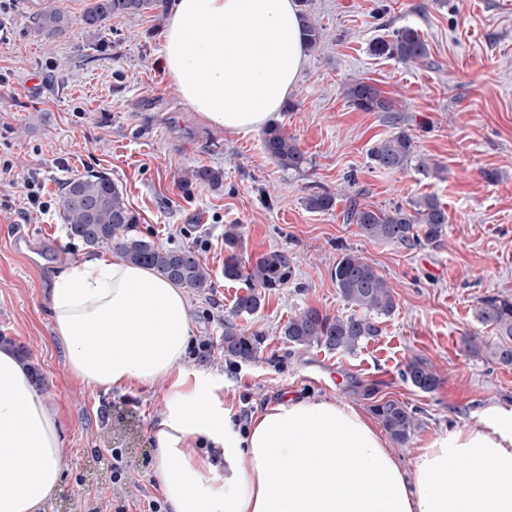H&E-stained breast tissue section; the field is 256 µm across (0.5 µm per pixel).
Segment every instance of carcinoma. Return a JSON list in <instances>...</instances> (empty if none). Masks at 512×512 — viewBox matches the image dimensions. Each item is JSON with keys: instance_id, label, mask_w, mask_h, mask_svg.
Here are the masks:
<instances>
[{"instance_id": "obj_1", "label": "carcinoma", "mask_w": 512, "mask_h": 512, "mask_svg": "<svg viewBox=\"0 0 512 512\" xmlns=\"http://www.w3.org/2000/svg\"><path fill=\"white\" fill-rule=\"evenodd\" d=\"M158 2L94 0L81 15L80 23L91 31L99 30L114 18L147 13L155 9ZM31 22L48 40L56 39L73 24L70 15L51 5L34 12ZM303 29L307 47L314 48L321 43L323 28L308 16L304 17ZM370 51L378 57L415 62L427 55V46L417 30L402 28L386 39L375 40ZM346 97L360 111L384 112L388 119L397 121L394 102L370 83L349 84ZM262 147L285 171L299 175L309 164L294 138L278 125L264 129ZM371 159L384 169L411 168L425 175L433 170L424 159L415 157L412 138L404 130L373 147ZM335 205L336 196L328 192H315L305 198V206L312 212H328ZM59 209L69 236L79 238L85 245L91 248L107 245L125 260L148 266L185 289L203 291L211 287L209 269L194 249L165 248L133 233L137 215L108 174L90 170L68 179L61 188ZM348 220L369 240L403 245L437 244L448 223V215L438 200L425 196L411 201L407 207L397 204L389 209H371L354 202L348 211ZM241 237L237 224H230L224 230V279L248 283L246 293L236 298L230 315L224 319V355L235 362H250L259 353L263 337L246 335L236 319L256 313L265 300V291L290 281L293 258L285 250H272L248 265L238 252ZM332 278L341 298L355 311L345 317H331L317 308H306L290 317L281 328L289 344L302 349L320 346L332 351L354 352L363 340L377 335L378 319L396 310L395 296L387 280L361 255L343 254L336 262ZM477 318L494 326L501 338L497 345L490 347L491 358L511 365L512 300L500 297L482 300ZM403 376L422 392H432L440 384L437 369L418 358L407 362ZM372 411L399 445L407 444L420 427L417 411L398 400H380L372 406Z\"/></svg>"}]
</instances>
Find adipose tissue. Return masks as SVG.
<instances>
[{"label": "adipose tissue", "mask_w": 512, "mask_h": 512, "mask_svg": "<svg viewBox=\"0 0 512 512\" xmlns=\"http://www.w3.org/2000/svg\"><path fill=\"white\" fill-rule=\"evenodd\" d=\"M174 93L236 135L275 124L306 63L295 0H173L162 36ZM52 332L82 384L166 386L151 433L169 512H512V410L492 404L403 461L344 396L287 399L248 428L185 368L183 288L92 254L49 289ZM221 451L223 468L199 454ZM67 467L57 414L10 347L0 348V512H42Z\"/></svg>", "instance_id": "obj_1"}]
</instances>
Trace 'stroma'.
Returning a JSON list of instances; mask_svg holds the SVG:
<instances>
[{
  "instance_id": "35a3bbf8",
  "label": "stroma",
  "mask_w": 512,
  "mask_h": 512,
  "mask_svg": "<svg viewBox=\"0 0 512 512\" xmlns=\"http://www.w3.org/2000/svg\"><path fill=\"white\" fill-rule=\"evenodd\" d=\"M53 2L76 23L52 43L35 36L29 0H11L0 15V155L14 162L11 174L0 175V336L26 351L58 413L68 459L43 512H146L149 500L163 498L150 438L162 388L81 384L52 332L51 277L90 252L68 235L57 195L63 182L92 169L122 188L139 218L136 234L194 248L208 267L212 288L189 294L188 364L219 389L234 416L287 398L341 393L366 413L394 399L420 420L398 449L408 459L448 429L475 423L489 404L512 410V365L465 346L469 336L498 343L476 310L485 298L512 297V0H296L326 30L307 52L279 121L309 160L300 176L264 153L261 133L217 130L170 90L160 58L166 8L114 19L93 34L77 23L90 0ZM404 27L420 33L426 58L371 55L374 40ZM354 81L391 98L399 124L353 108L345 88ZM401 128L440 175L372 163V148ZM198 167L221 169L222 184L187 180ZM31 180L48 211L26 207ZM323 189L336 194L333 210L306 209L304 197ZM424 196L448 213L435 245L372 241L346 219L354 201L387 209ZM230 224L241 227L244 260L272 250L294 258L291 281L238 319L264 343L256 360L237 364L224 355V319L246 284L224 278ZM345 249L386 278L394 313L351 353L283 342L281 327L303 309L350 314L331 277ZM412 358L439 370L435 391L403 379ZM106 449L121 452V475H113Z\"/></svg>"
}]
</instances>
